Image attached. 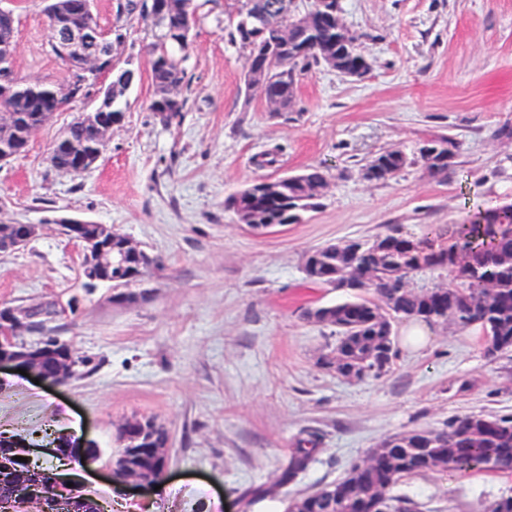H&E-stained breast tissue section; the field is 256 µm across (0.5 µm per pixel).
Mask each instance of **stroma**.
<instances>
[{"label":"stroma","instance_id":"obj_1","mask_svg":"<svg viewBox=\"0 0 512 512\" xmlns=\"http://www.w3.org/2000/svg\"><path fill=\"white\" fill-rule=\"evenodd\" d=\"M117 3L96 0L95 15L101 27L123 25L114 67L140 78L98 162L77 176L50 167L64 113L0 166V216L41 227L24 251L0 253V303L79 297L54 327L87 361L59 385L1 372L0 431L39 444L61 433L95 440L100 458L83 479L108 501L119 427L151 415L169 430V465L158 489L127 493L123 512H285L289 498L335 482L391 435L512 414V353L486 357L477 330L438 323L416 349L403 341L406 321L394 320L386 371L357 380L323 363L335 328L302 316L346 298L307 279L311 249L397 228L420 237L512 201V0H341L371 69L350 78L312 68L290 112L246 91L247 53L229 37L234 0H197L182 54L187 104L167 122L148 109L153 32L117 16ZM11 7L18 75L64 82L40 0ZM443 136L458 148L440 182L421 150ZM388 149L407 165L388 181L363 180L360 167ZM310 166L329 181L299 223L255 232L226 206L254 181ZM61 217L112 225L161 264L141 281L85 291L81 247L61 233ZM125 293L140 302H121ZM298 447L306 468L290 480ZM509 492L512 473L481 470L413 474L393 488L422 512H486Z\"/></svg>","mask_w":512,"mask_h":512}]
</instances>
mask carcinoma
<instances>
[{
    "label": "carcinoma",
    "instance_id": "carcinoma-1",
    "mask_svg": "<svg viewBox=\"0 0 512 512\" xmlns=\"http://www.w3.org/2000/svg\"><path fill=\"white\" fill-rule=\"evenodd\" d=\"M236 15L230 32L231 41L242 43V30L259 24L261 48L253 60L260 67L269 62L274 67H298L306 72L322 64V54L340 55L344 68L352 66L362 56L360 45H340L336 42V21L320 12L321 0H304L314 21L306 27L296 26L289 38L282 30L291 24L292 16L280 11H265V19L258 22L255 10L260 3L272 0H236ZM166 10L153 16L146 11V0H124L118 4V13L138 14L162 34L145 47L150 65L153 95L149 103L152 112L174 116L183 111L186 99L171 104L166 100L167 90L182 88L185 71L181 60L171 47L185 51L191 44V34L197 22L196 0H161ZM51 86L41 85L42 95L30 97L19 94H0V109L14 117L15 129L23 138L33 134L46 123L45 112L52 107L49 100ZM295 86L286 83L273 87L274 94L283 101L282 111H292ZM57 158L61 165L72 164L71 153L78 145L86 155L96 157L104 150L93 130L73 118L65 124L55 140ZM434 155L430 158L431 176L440 182L448 179V153L455 152L456 143L441 137L431 143ZM407 164L406 155L396 149L378 153L365 169L377 175V180L393 178ZM328 176L324 169L311 166L297 177L280 180L281 190L276 198L258 193V183L234 194L228 207L240 218L252 224H294L300 213L317 206L319 196L315 188H325ZM438 238L448 237L445 244L434 245L430 239H418L395 230L382 236L385 249L374 251L369 246L354 242L353 253L342 244H332L310 252L305 260L307 277L318 284L331 285L329 274L355 265L369 273L368 281H351L345 286L351 298L334 305L308 309L303 316L320 320L336 328L338 341L335 351L342 355L338 368L342 376L362 372L380 374L372 370L370 344L382 341L392 333V323L379 321L378 304L388 301L394 317L407 320L445 322L453 312L460 320L459 327L477 328L482 332L484 351L489 356L512 350V203L498 209L478 211L464 224H450L448 231H434ZM424 268H446L451 274L446 288L436 287L415 291L402 290L399 285ZM55 311V301H37L28 304L30 316L42 322ZM138 429L145 431L140 450L131 454L128 463L135 468L161 472L163 462L149 452L167 442L164 425L153 417L140 419ZM433 437L443 467L448 470L478 468L487 471L512 470V417L508 415L479 414L455 418L448 428L410 431L395 434L392 444L399 464L385 455H379L373 464L360 468L351 466L338 481L320 491L314 499L304 501L302 512H401L411 502L407 497L390 495L391 488L402 478L427 472L430 467L423 455L411 451L419 435ZM17 479L0 473V512H15L14 485Z\"/></svg>",
    "mask_w": 512,
    "mask_h": 512
}]
</instances>
